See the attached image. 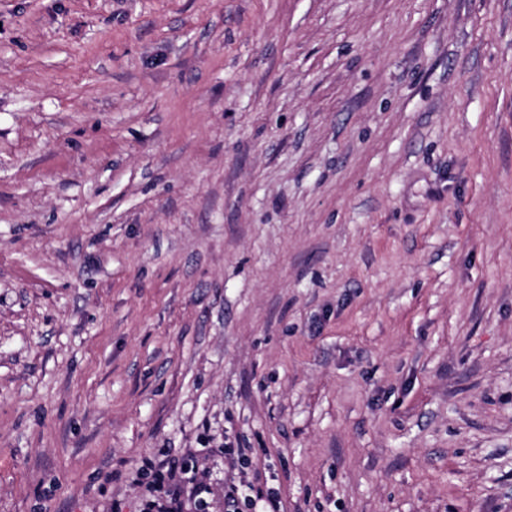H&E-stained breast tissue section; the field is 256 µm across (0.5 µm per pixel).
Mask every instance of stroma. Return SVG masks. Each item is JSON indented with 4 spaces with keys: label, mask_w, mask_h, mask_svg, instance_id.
Returning <instances> with one entry per match:
<instances>
[{
    "label": "stroma",
    "mask_w": 512,
    "mask_h": 512,
    "mask_svg": "<svg viewBox=\"0 0 512 512\" xmlns=\"http://www.w3.org/2000/svg\"><path fill=\"white\" fill-rule=\"evenodd\" d=\"M188 451L512 512V0H0V512Z\"/></svg>",
    "instance_id": "stroma-1"
}]
</instances>
